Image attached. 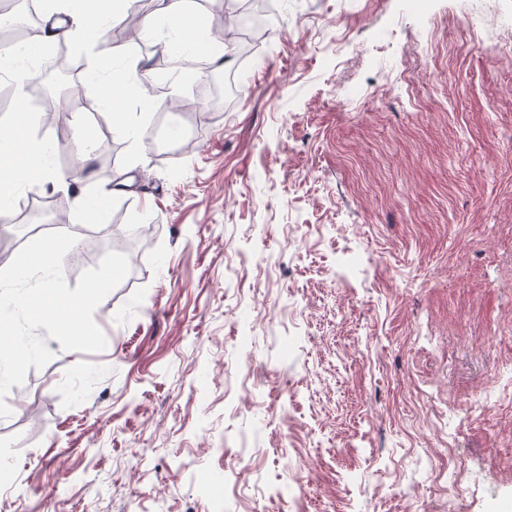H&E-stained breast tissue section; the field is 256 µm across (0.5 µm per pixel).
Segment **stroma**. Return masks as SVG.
I'll use <instances>...</instances> for the list:
<instances>
[{"mask_svg": "<svg viewBox=\"0 0 512 512\" xmlns=\"http://www.w3.org/2000/svg\"><path fill=\"white\" fill-rule=\"evenodd\" d=\"M270 33L210 79L158 63L156 0L129 58L184 109L127 139L87 87L58 116L0 99L92 160L32 181L29 209L79 229L69 287L143 230L139 268L94 311L106 348L53 352L6 397L0 512H512V0H278ZM108 196L91 223L76 194ZM465 276H458V268ZM151 456H143V448Z\"/></svg>", "mask_w": 512, "mask_h": 512, "instance_id": "obj_1", "label": "stroma"}]
</instances>
